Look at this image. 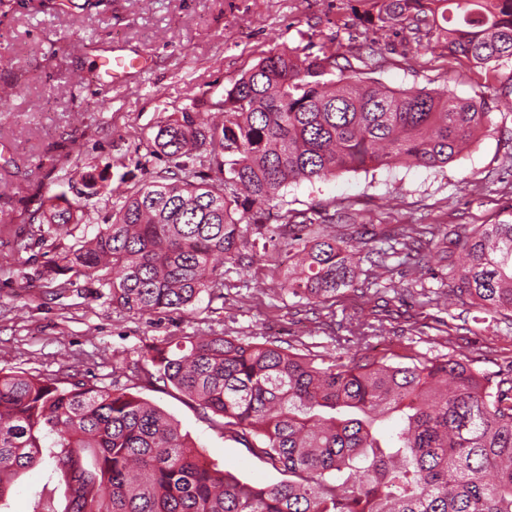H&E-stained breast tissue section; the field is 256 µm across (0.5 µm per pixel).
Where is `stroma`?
<instances>
[{"label": "stroma", "mask_w": 512, "mask_h": 512, "mask_svg": "<svg viewBox=\"0 0 512 512\" xmlns=\"http://www.w3.org/2000/svg\"><path fill=\"white\" fill-rule=\"evenodd\" d=\"M81 0H14L0 8V367L65 383L129 387L179 425L208 463L241 481L272 485L281 475L225 435L220 417L204 413L181 392L131 376L122 363L139 360L145 345L215 329L254 342L276 339L300 352L335 351L339 323L379 317L384 330L370 347L350 344L344 355L388 358L454 355L493 373L512 362V327L475 321L468 306L418 308L399 301L390 285L413 283L397 268L378 283L383 298L337 296L333 307L299 303L281 287L283 274L262 253L249 268L227 264L220 299H201L185 312H118L96 281L70 279L57 293L43 275L74 237L41 238L36 229L48 197L71 194L83 175L129 189L164 169V159L140 168L134 160L157 124L190 104H213L260 58L309 46L350 60L375 56L370 78L393 90L450 89L460 98L485 92L487 72L449 60L434 37L394 25H369L374 0H106L83 10ZM140 56L142 66L118 84L102 85L95 60L112 48ZM492 123L464 155L441 171L392 165L345 171L282 189L279 214L302 220L312 210H346L354 223L381 232L390 224H437L457 231L512 222V185L500 181L512 155V108L491 99ZM445 262L433 258L421 281L447 288ZM49 464L12 484L0 512H32L41 502L59 512Z\"/></svg>", "instance_id": "stroma-1"}]
</instances>
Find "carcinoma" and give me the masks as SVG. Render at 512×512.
Listing matches in <instances>:
<instances>
[{"label":"carcinoma","instance_id":"carcinoma-1","mask_svg":"<svg viewBox=\"0 0 512 512\" xmlns=\"http://www.w3.org/2000/svg\"><path fill=\"white\" fill-rule=\"evenodd\" d=\"M370 23L434 32L449 57L488 71L512 62V0H380ZM358 61L333 80L334 54H270L214 103L221 122L192 105L158 124L149 155L164 170L117 194L97 233L57 253L46 276L92 278L122 312L185 311L203 294L224 297V263L251 264L242 223L260 224L288 184L397 162L441 169L491 121L483 95L394 91L362 77L372 59ZM80 221L56 195L38 232L73 236ZM332 228L287 219L262 245L272 265L288 262L283 288L323 308L360 291L363 262L384 268L368 232ZM387 238L419 272L448 242V292H420L424 303L512 322V223L453 238L395 224ZM141 358L148 379L221 417L224 433L285 479L256 486L211 467L125 387H66L1 367L0 499L47 456L62 512H512V371L488 375L449 354L408 364L302 355L215 330L148 345ZM393 415L385 434L379 422Z\"/></svg>","mask_w":512,"mask_h":512}]
</instances>
